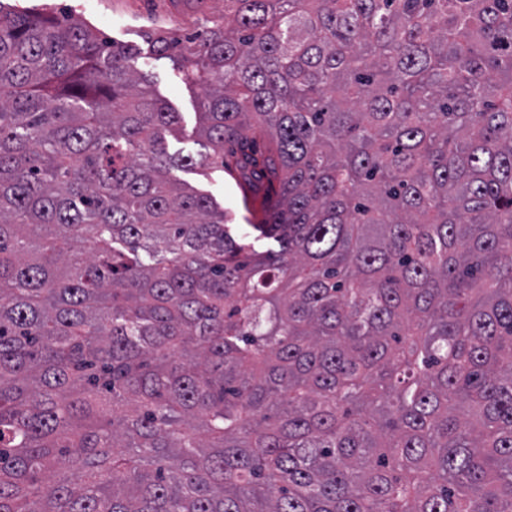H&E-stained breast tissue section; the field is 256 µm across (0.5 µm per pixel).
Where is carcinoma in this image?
Returning <instances> with one entry per match:
<instances>
[{"label": "carcinoma", "mask_w": 512, "mask_h": 512, "mask_svg": "<svg viewBox=\"0 0 512 512\" xmlns=\"http://www.w3.org/2000/svg\"><path fill=\"white\" fill-rule=\"evenodd\" d=\"M195 158L131 49L0 2V512H512V0H224ZM268 206L258 251L172 170Z\"/></svg>", "instance_id": "carcinoma-1"}]
</instances>
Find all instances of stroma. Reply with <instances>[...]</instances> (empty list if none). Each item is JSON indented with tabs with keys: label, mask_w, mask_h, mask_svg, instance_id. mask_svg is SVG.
Wrapping results in <instances>:
<instances>
[{
	"label": "stroma",
	"mask_w": 512,
	"mask_h": 512,
	"mask_svg": "<svg viewBox=\"0 0 512 512\" xmlns=\"http://www.w3.org/2000/svg\"><path fill=\"white\" fill-rule=\"evenodd\" d=\"M5 10L27 8L46 12L57 19L82 20L106 40L131 48L127 66L151 78L156 95L180 116L178 125L166 132L165 141L173 154L197 155L202 88L186 82L170 57L154 53L151 39L161 32L172 38L201 31L210 20L224 14V0H0ZM172 176L196 190L209 193L223 203L229 223L248 233L247 215H261L264 197L245 203L238 183L229 176L201 168L173 171Z\"/></svg>",
	"instance_id": "stroma-1"
}]
</instances>
